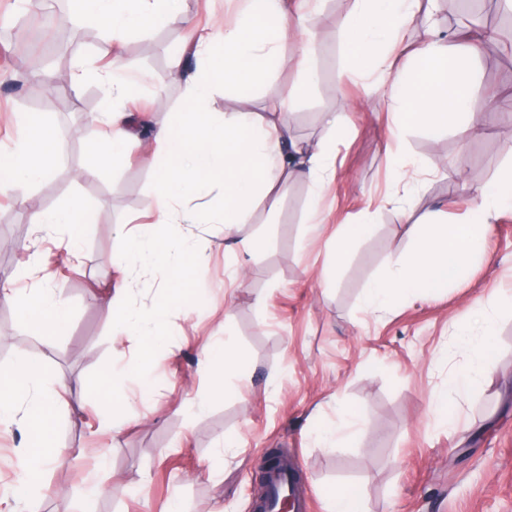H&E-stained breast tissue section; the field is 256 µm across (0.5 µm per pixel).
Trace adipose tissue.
Wrapping results in <instances>:
<instances>
[{
  "instance_id": "adipose-tissue-1",
  "label": "adipose tissue",
  "mask_w": 512,
  "mask_h": 512,
  "mask_svg": "<svg viewBox=\"0 0 512 512\" xmlns=\"http://www.w3.org/2000/svg\"><path fill=\"white\" fill-rule=\"evenodd\" d=\"M173 0H73L76 17L102 27L111 42H119L133 31L159 25L189 28L193 22L185 11L172 6ZM436 0H352L346 16V49L363 76L385 71L392 78L390 110L396 129L423 128L439 132L456 128L468 133L476 118L495 110L488 98L473 89L474 65L480 58L481 36L456 38L454 43L436 38L433 18ZM313 31L308 16H290L284 0H248L246 8L219 29L198 34L174 53L169 74L184 80V105L166 114L154 127L160 147L151 168L153 194L149 207L159 215L155 224H141L136 230L119 227L121 243L113 252L114 264L142 257L169 269L165 299L151 318H123L119 302L128 291L120 283L103 309L112 321L123 322L138 344L134 369L150 362L165 343L161 330L166 318L189 300L195 270L204 256L194 247L164 239L157 224H220L225 232L249 223L257 206L279 207L282 191L289 181H308L315 202L307 221L319 223L317 200L330 188L336 170L330 147L309 152L298 145L285 119L287 102L265 112H233L224 117L206 109L212 91L220 86L245 88L283 60L294 63L300 78L296 92H303L312 78L310 57ZM293 52L283 57L284 43ZM409 54L404 65L396 60L401 49ZM112 86L111 118L99 141L91 144L94 167L84 177L97 175L137 142L138 127L123 103L135 96L136 81L122 64L112 62L105 71L81 69L68 82L80 91L87 80ZM24 130L12 153L0 156V192L30 182L48 173L54 163L51 126L42 113H23ZM415 182L395 183L382 198L396 205L407 225L409 246L391 258L387 274L365 289L364 303L374 311L386 309L395 300L417 289H436L457 281L477 253L497 212L512 204V195L492 186L476 188V201L469 222L446 224L436 214L416 220L408 198ZM204 200V208L187 206L186 200ZM34 221L43 226H63L70 247H77L90 227V214L79 199L60 209L38 212ZM0 298L16 305L19 319L37 329L46 343H53L70 323L68 308L55 289L37 288L25 297L11 289L0 290ZM482 339L459 336L461 349L470 355L466 369L456 378L459 391L479 386L488 371V336L494 324L486 311H479ZM77 382L64 377L45 383L41 367L21 356L0 368V424L22 419L28 445L19 455L0 456V472L11 471L20 478L18 489L0 496L6 512H30L49 465L62 458L53 437L52 425L59 412L60 392Z\"/></svg>"
}]
</instances>
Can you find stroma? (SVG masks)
Here are the masks:
<instances>
[{
  "label": "stroma",
  "mask_w": 512,
  "mask_h": 512,
  "mask_svg": "<svg viewBox=\"0 0 512 512\" xmlns=\"http://www.w3.org/2000/svg\"><path fill=\"white\" fill-rule=\"evenodd\" d=\"M347 9L348 0H322L315 83L308 95L291 99L288 112L297 139L332 146L336 175L320 202L323 224H307L310 187L299 180L289 183L276 212L257 208L253 223L236 228L234 239L259 242L254 254L225 256L220 224L166 225L168 235L190 237L206 262L196 270L190 312L168 317L167 343L144 370L118 359L133 341L104 316L101 301L123 272L100 257L117 247V225L155 219L146 210L153 188L146 158L159 150L151 125L160 113L178 111L184 95L174 80L155 99L145 78L168 70L188 31L158 26L129 35L123 47L124 66L142 81L133 106L140 140L127 160L83 178L95 135L82 132L74 146L58 145L49 174L0 200L3 215L58 207L77 195L97 216L77 261L65 249L61 226L29 223L0 237V262L11 269L13 290L61 289L71 311L67 332L49 348L12 303L0 300V365L23 355L47 375L82 381L61 396L53 433L64 455L46 471L38 512H252L270 448L287 451L299 468L308 512H330L331 494L343 485L361 494L364 512H512V310L493 304L512 293V209L495 220L461 280L380 312L363 303L367 284L407 244L405 225L380 208V193L397 176L413 175V161L440 165L442 174L426 177L414 197L415 213L439 208L443 222H466L473 187L498 184L512 169V111L488 116L466 137L452 128L396 131L387 101L367 96L354 74L345 48ZM51 44V32L38 26L16 44L0 30V150L12 148L21 113H45L55 126L65 114L105 107L95 81L75 93L62 77L49 103L32 97L29 77L10 57ZM295 81L285 64L254 86L214 93L208 108L259 112L290 99ZM323 112L345 113L346 134L332 136L319 120ZM366 218L372 234L335 266L337 230ZM165 282L163 267L142 270L125 307L150 313ZM482 305L495 321L490 370L478 390L461 396L451 379L469 357L453 327L473 324L472 312ZM210 342L230 343L243 364L219 391L199 361ZM110 375L136 395L134 411L117 406L103 416L100 382ZM438 393L448 396L453 424L433 414ZM344 412L358 415V430L334 446L320 442L319 432L338 426Z\"/></svg>",
  "instance_id": "1"
}]
</instances>
